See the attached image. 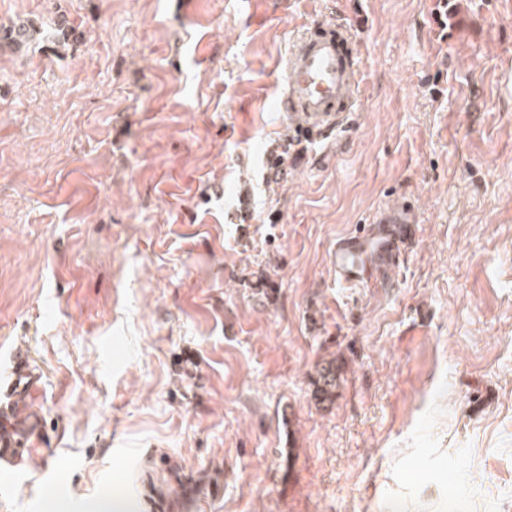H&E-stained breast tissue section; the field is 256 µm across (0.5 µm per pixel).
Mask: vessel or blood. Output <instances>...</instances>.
Listing matches in <instances>:
<instances>
[{
	"instance_id": "1",
	"label": "vessel or blood",
	"mask_w": 512,
	"mask_h": 512,
	"mask_svg": "<svg viewBox=\"0 0 512 512\" xmlns=\"http://www.w3.org/2000/svg\"><path fill=\"white\" fill-rule=\"evenodd\" d=\"M357 94L350 35L332 23L320 22L289 53L276 103L281 111L295 117L297 133L315 136L340 125L354 106ZM411 221L409 208L388 207L355 233L338 239L331 255L337 281L357 286L385 275L399 262ZM38 379L29 354L15 352L9 377L0 378V393L13 396L33 392ZM22 456L15 430L0 431V459L17 461Z\"/></svg>"
}]
</instances>
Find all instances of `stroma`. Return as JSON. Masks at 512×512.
Segmentation results:
<instances>
[{
    "label": "stroma",
    "instance_id": "obj_1",
    "mask_svg": "<svg viewBox=\"0 0 512 512\" xmlns=\"http://www.w3.org/2000/svg\"><path fill=\"white\" fill-rule=\"evenodd\" d=\"M318 20L360 92L295 141L272 100ZM12 21L36 33L0 49V376L30 353L9 421L40 431L0 512H512V0H0ZM400 205L403 262L339 283L336 240ZM10 376L7 379L0 378V396L2 392L7 397L19 392L32 393L38 383L39 373L31 363L26 351H16L11 358ZM340 369L336 361H328L317 369V377L313 382L316 386L315 395L321 400H332L336 395V389L340 387Z\"/></svg>",
    "mask_w": 512,
    "mask_h": 512
}]
</instances>
